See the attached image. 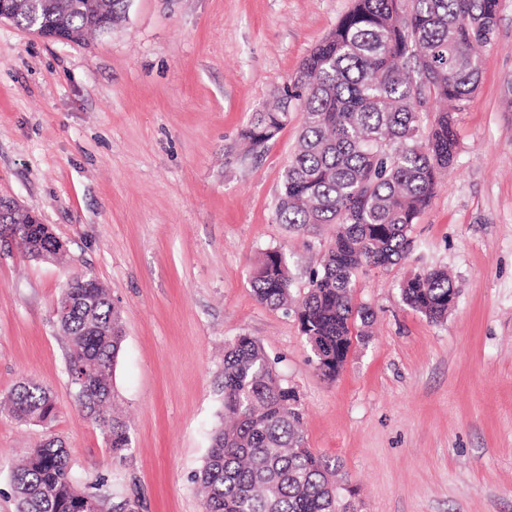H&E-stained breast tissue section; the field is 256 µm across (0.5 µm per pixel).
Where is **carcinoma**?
<instances>
[{
  "label": "carcinoma",
  "instance_id": "1",
  "mask_svg": "<svg viewBox=\"0 0 512 512\" xmlns=\"http://www.w3.org/2000/svg\"><path fill=\"white\" fill-rule=\"evenodd\" d=\"M126 0H36L20 3L16 24L34 23L46 34L84 30L88 17L107 13L122 21ZM500 0H354L336 27L301 63L288 98L299 101L303 125L284 170L275 205L280 224L336 225V237L294 303L287 258L268 251L252 270L256 300L272 309L296 307L317 369L332 380L348 358L356 326L374 313L353 300L361 265L387 267L411 245L413 224L429 205L439 175L458 149L454 113L479 85L476 47L496 33ZM445 102L424 131L420 115ZM288 102L257 112L241 138L261 146L288 121ZM32 257L58 255L48 224L18 215L0 224ZM456 291L448 271L429 269L400 287L403 302L440 321ZM69 306L55 315L68 340L66 375L77 401L105 436L112 458L131 445L129 427L102 411L112 400L113 370L123 342L121 314L98 284L70 288ZM10 414L21 423L52 422L53 394L25 379L10 392ZM224 416L195 482L202 512H347L334 480L336 461L308 448L296 391L279 378L262 344L241 336L224 352ZM15 512H73L83 498L103 508L94 486L72 476L63 443L49 439L26 449L11 470Z\"/></svg>",
  "mask_w": 512,
  "mask_h": 512
}]
</instances>
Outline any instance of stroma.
Here are the masks:
<instances>
[{"label":"stroma","mask_w":512,"mask_h":512,"mask_svg":"<svg viewBox=\"0 0 512 512\" xmlns=\"http://www.w3.org/2000/svg\"><path fill=\"white\" fill-rule=\"evenodd\" d=\"M352 0H131L127 20L81 44L0 22V196L66 244L30 258L0 241V398L24 378L58 414L22 425L0 411V512L10 464L55 437L80 484L105 481L103 512H202L195 476L224 415V348L259 340L294 387L309 448L336 460L355 512H512V0L481 51L480 83L455 115L452 169L413 224L410 251L361 267L370 307L336 380L318 373L295 315L250 288L263 253H284L303 297L334 231L277 223L282 173L303 123L251 149L240 133L284 99L303 59ZM447 269L458 296L434 322L403 282ZM93 272L124 341L114 407L131 448L113 460L81 412L54 322L60 289Z\"/></svg>","instance_id":"35a3bbf8"}]
</instances>
